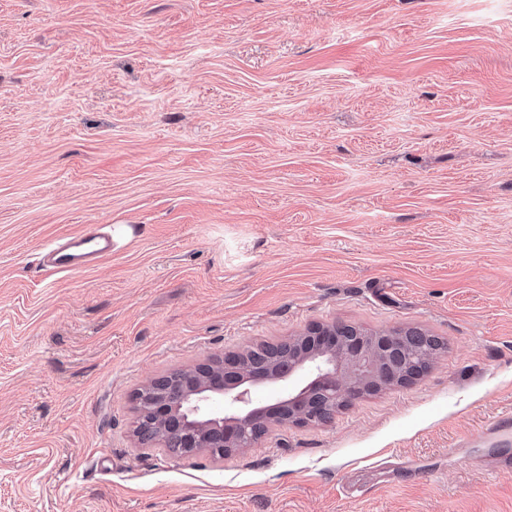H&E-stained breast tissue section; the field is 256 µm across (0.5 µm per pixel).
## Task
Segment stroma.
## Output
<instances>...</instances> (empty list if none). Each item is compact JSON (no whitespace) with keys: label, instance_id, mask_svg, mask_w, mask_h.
<instances>
[{"label":"stroma","instance_id":"obj_1","mask_svg":"<svg viewBox=\"0 0 512 512\" xmlns=\"http://www.w3.org/2000/svg\"><path fill=\"white\" fill-rule=\"evenodd\" d=\"M334 320L446 347L328 426L137 446L147 378ZM505 412L512 0H0V512H512L456 449ZM52 247L42 257V266L56 273L78 271L87 265L105 258L112 249L111 238L97 228L89 227L84 233L68 237ZM80 248L79 253L73 250Z\"/></svg>","mask_w":512,"mask_h":512}]
</instances>
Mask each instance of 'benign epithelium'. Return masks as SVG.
Returning <instances> with one entry per match:
<instances>
[{"instance_id": "1", "label": "benign epithelium", "mask_w": 512, "mask_h": 512, "mask_svg": "<svg viewBox=\"0 0 512 512\" xmlns=\"http://www.w3.org/2000/svg\"><path fill=\"white\" fill-rule=\"evenodd\" d=\"M341 322L314 324L288 340L301 343L298 356L286 354L278 368L266 375L251 373L237 364L229 368L218 357L188 369L183 385L175 388L164 377H150L146 388L156 389L149 406L155 429L145 434L134 421L132 433L143 448L156 443L169 446L181 441L185 448L206 450L218 458L244 448H253L272 423L292 425L327 424L334 411L378 382L380 369L394 348V332L380 330L368 338L352 336L339 340ZM258 386L271 390V402L252 399Z\"/></svg>"}]
</instances>
